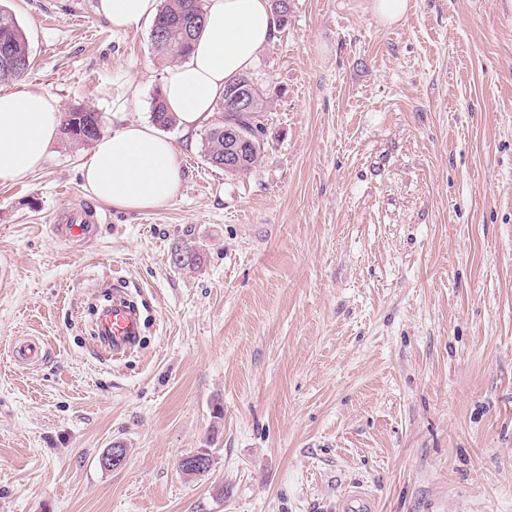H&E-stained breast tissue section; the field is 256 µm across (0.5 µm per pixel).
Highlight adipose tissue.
Wrapping results in <instances>:
<instances>
[{
	"label": "adipose tissue",
	"instance_id": "adipose-tissue-1",
	"mask_svg": "<svg viewBox=\"0 0 512 512\" xmlns=\"http://www.w3.org/2000/svg\"><path fill=\"white\" fill-rule=\"evenodd\" d=\"M114 28L154 20L159 0H99ZM204 24L190 55L167 69L162 97L184 131L208 123L227 84L249 71L277 28L271 0H203ZM61 125L57 101L0 91V183L41 168ZM84 190L125 211L153 210L179 193L180 152L153 125L132 123L101 137L81 165Z\"/></svg>",
	"mask_w": 512,
	"mask_h": 512
}]
</instances>
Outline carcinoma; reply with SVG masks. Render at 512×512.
Here are the masks:
<instances>
[{
	"mask_svg": "<svg viewBox=\"0 0 512 512\" xmlns=\"http://www.w3.org/2000/svg\"><path fill=\"white\" fill-rule=\"evenodd\" d=\"M202 0H162L158 16L151 27V51L154 55L166 58L171 64H177L191 51L193 41L203 27ZM8 46L12 64L4 63L0 53V86L6 82L20 80L30 68L28 41L19 26L16 17L0 6V45ZM10 75V80L2 75ZM246 87L252 95V107L248 111H229L224 107V99L217 100V109L222 120L210 130L203 143L204 157L207 162L232 178L247 177L253 173L265 149V127L263 112L269 108L266 94L252 78L240 76L226 86ZM153 121L162 128H168L175 122L162 99V93L156 92L152 104ZM235 129L249 142L242 148L240 157L233 166L224 165V154L231 152L234 144L224 137V130ZM64 135L76 145H88L96 141L102 131L101 117L93 108H80L63 115ZM201 260L197 249L177 250L174 252V265L185 268L198 265Z\"/></svg>",
	"mask_w": 512,
	"mask_h": 512,
	"instance_id": "carcinoma-1",
	"label": "carcinoma"
}]
</instances>
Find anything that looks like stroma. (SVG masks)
<instances>
[{
  "label": "stroma",
  "mask_w": 512,
  "mask_h": 512,
  "mask_svg": "<svg viewBox=\"0 0 512 512\" xmlns=\"http://www.w3.org/2000/svg\"><path fill=\"white\" fill-rule=\"evenodd\" d=\"M0 1L21 86L107 135L151 121L150 25ZM289 3L250 71L270 100L250 177L174 125L164 207L88 195L62 134L0 184V512H340L355 487L375 512H512V0H410L391 29L365 0ZM85 207L91 234L57 237ZM106 283L141 314L117 359L90 332ZM19 336L46 358L14 362ZM203 448L209 472H181ZM2 44H7L12 64L5 66L0 50V86L20 80L31 65L28 41L24 31L19 26L16 17L0 5V47ZM4 74H9L10 80L2 79Z\"/></svg>",
  "instance_id": "1"
}]
</instances>
